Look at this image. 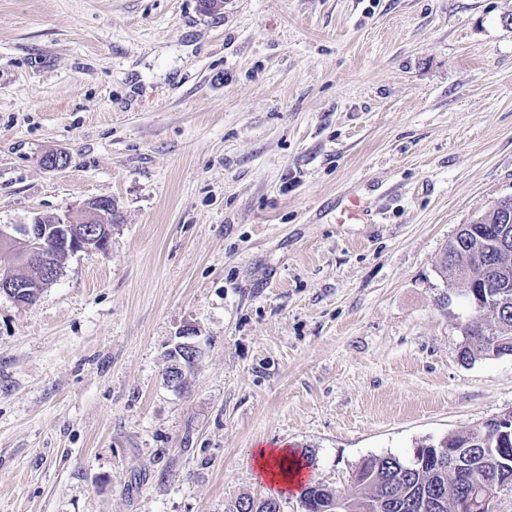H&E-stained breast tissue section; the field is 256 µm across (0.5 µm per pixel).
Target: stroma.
<instances>
[{
    "mask_svg": "<svg viewBox=\"0 0 512 512\" xmlns=\"http://www.w3.org/2000/svg\"><path fill=\"white\" fill-rule=\"evenodd\" d=\"M511 195L512 0H0V225L114 206L107 249L0 295V512H303L255 448L348 494L511 411L436 270ZM175 347L178 348L181 355L173 359L175 364L169 371L168 380L179 383L176 377L180 378L181 376L182 381L185 373L190 371L195 365L200 351L198 346L187 341L179 342ZM255 459V469L257 470L256 477L259 480H264L271 485L285 486L289 489L298 488L304 480L303 466L298 462H292L289 459L288 471L278 472L275 467L288 459L286 448H256L253 452Z\"/></svg>",
    "mask_w": 512,
    "mask_h": 512,
    "instance_id": "obj_1",
    "label": "stroma"
}]
</instances>
